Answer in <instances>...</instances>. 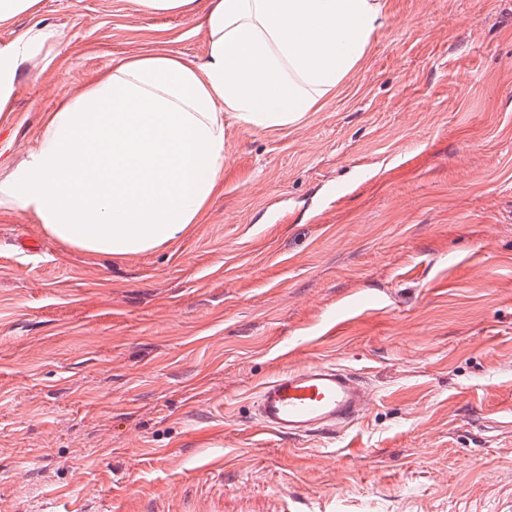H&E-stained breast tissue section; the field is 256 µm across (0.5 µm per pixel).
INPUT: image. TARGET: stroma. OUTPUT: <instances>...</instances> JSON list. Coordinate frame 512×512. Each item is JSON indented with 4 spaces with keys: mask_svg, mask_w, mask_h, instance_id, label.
Listing matches in <instances>:
<instances>
[{
    "mask_svg": "<svg viewBox=\"0 0 512 512\" xmlns=\"http://www.w3.org/2000/svg\"><path fill=\"white\" fill-rule=\"evenodd\" d=\"M217 2L0 23V47L59 35L18 60L0 180L105 69H203ZM383 2L315 111L230 125L177 244L92 256L0 205V512H512V0ZM310 363L362 374L371 411L259 430L258 388Z\"/></svg>",
    "mask_w": 512,
    "mask_h": 512,
    "instance_id": "35a3bbf8",
    "label": "stroma"
}]
</instances>
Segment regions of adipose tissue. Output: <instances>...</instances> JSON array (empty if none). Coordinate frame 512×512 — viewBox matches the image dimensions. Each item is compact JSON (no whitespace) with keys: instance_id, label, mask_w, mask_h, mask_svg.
Segmentation results:
<instances>
[{"instance_id":"obj_1","label":"adipose tissue","mask_w":512,"mask_h":512,"mask_svg":"<svg viewBox=\"0 0 512 512\" xmlns=\"http://www.w3.org/2000/svg\"><path fill=\"white\" fill-rule=\"evenodd\" d=\"M381 0H219L198 71L172 56L113 67L52 112L0 201L54 239L124 257L177 243L218 189L225 128L299 122L357 67Z\"/></svg>"}]
</instances>
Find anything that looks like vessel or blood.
<instances>
[{
  "instance_id": "1",
  "label": "vessel or blood",
  "mask_w": 512,
  "mask_h": 512,
  "mask_svg": "<svg viewBox=\"0 0 512 512\" xmlns=\"http://www.w3.org/2000/svg\"><path fill=\"white\" fill-rule=\"evenodd\" d=\"M371 396L360 374L328 363L290 368L264 383L253 401L258 424L278 436L338 432L362 419Z\"/></svg>"
}]
</instances>
